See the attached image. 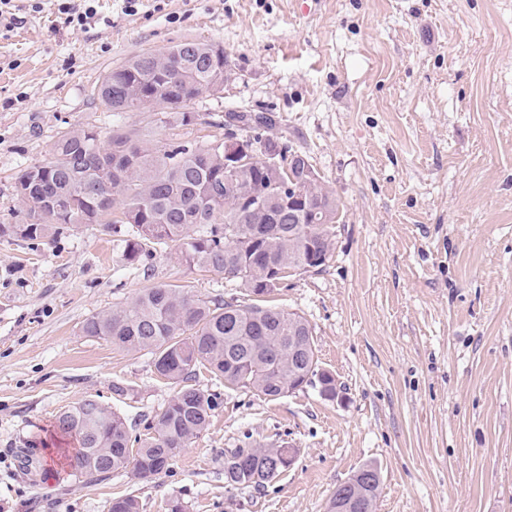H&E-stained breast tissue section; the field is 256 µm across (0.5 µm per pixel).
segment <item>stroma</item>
Wrapping results in <instances>:
<instances>
[{"mask_svg":"<svg viewBox=\"0 0 512 512\" xmlns=\"http://www.w3.org/2000/svg\"><path fill=\"white\" fill-rule=\"evenodd\" d=\"M100 0L101 23L64 25L55 0H17L0 37V224H20L15 183L69 127L175 130L114 115L93 86L131 56L186 40L224 50V88L195 101L216 134L228 112H264L340 201L332 257L273 300L306 318L338 399L307 388L270 400L200 371L210 425L158 475L69 476L57 415L94 399L132 433L176 394L151 354L84 336L83 321L158 283L240 297L175 252L128 263L98 226L33 245L0 238V512H327L366 464L377 512H512V0ZM294 448L262 488H226L224 454ZM19 448L41 462L24 474Z\"/></svg>","mask_w":512,"mask_h":512,"instance_id":"obj_1","label":"stroma"}]
</instances>
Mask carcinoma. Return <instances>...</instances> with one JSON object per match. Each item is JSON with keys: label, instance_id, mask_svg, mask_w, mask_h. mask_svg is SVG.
Wrapping results in <instances>:
<instances>
[{"label": "carcinoma", "instance_id": "obj_1", "mask_svg": "<svg viewBox=\"0 0 512 512\" xmlns=\"http://www.w3.org/2000/svg\"><path fill=\"white\" fill-rule=\"evenodd\" d=\"M212 44L184 41L163 52H144L110 71L93 90L102 106L115 114L143 111V100L156 95L163 106L159 121L193 130L200 115L192 102L210 82L224 86V61L212 62ZM266 114L229 112L224 133L199 144L177 141L164 149L151 144L138 128L114 126L102 133L70 127L60 132L53 157L27 167L16 186L30 189L26 223L1 224L0 237L47 238L66 225L98 224L124 245L126 257L155 256L157 248L174 244L190 267L221 272L252 298L206 301L181 285L156 284L129 302L86 318L84 335L105 340L128 352L154 356L158 377L181 388L146 430L132 438L126 421L115 412L95 410L81 401L56 417L57 430L73 444L72 476L85 482L128 471L138 478L157 475L182 448L207 428L218 402L192 385L206 369L229 385L276 398L288 384L317 376L311 367L315 340L310 323L296 313L265 304L288 287L295 269L312 253L331 258V228L339 205L322 177L303 187L312 207L329 219L314 222L299 211L270 199L267 212L252 214L239 199L265 191L287 174L269 170L262 156ZM238 136L252 161L224 186V138ZM307 344L308 357L288 358V337ZM284 445L247 449L246 462H224V483L263 487L288 469ZM356 493L376 504L380 480L352 475ZM109 512H140L133 496L112 499Z\"/></svg>", "mask_w": 512, "mask_h": 512}]
</instances>
